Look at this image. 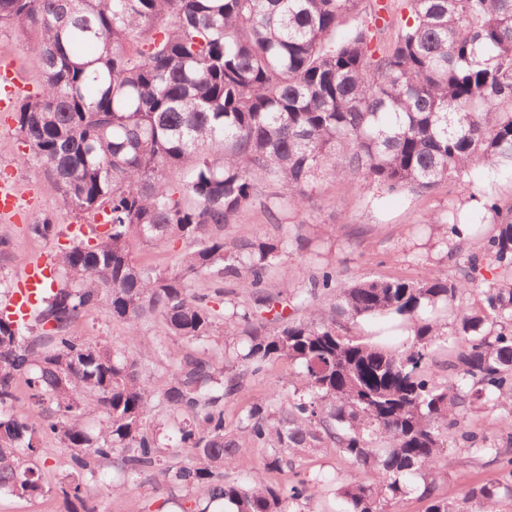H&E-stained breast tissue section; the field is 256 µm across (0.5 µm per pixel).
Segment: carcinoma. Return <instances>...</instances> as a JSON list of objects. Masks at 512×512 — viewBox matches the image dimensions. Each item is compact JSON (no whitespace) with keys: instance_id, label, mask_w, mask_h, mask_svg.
<instances>
[{"instance_id":"cac0c4a2","label":"carcinoma","mask_w":512,"mask_h":512,"mask_svg":"<svg viewBox=\"0 0 512 512\" xmlns=\"http://www.w3.org/2000/svg\"><path fill=\"white\" fill-rule=\"evenodd\" d=\"M403 4L385 41L382 0H0V27L38 36L41 87L15 104L21 160L43 169L67 213L105 226L60 249L59 286L34 323L0 316V493L52 491L35 460L51 437L71 450L62 512H97L88 483L102 463L124 486L154 477L184 494L182 512L224 500L235 512H302L318 482L288 478L285 452L323 444L368 475L340 487L344 512H386L417 478L426 512L512 500V449L468 424L474 405L512 401V203L487 199L496 232L451 277L343 282L326 264L274 286L310 246L300 223L224 237L256 203L282 225L285 206L303 211L327 175L420 194L512 167V0ZM260 179L274 187L262 198ZM29 230L60 235L48 217ZM161 239L188 244L176 267L136 259ZM468 291L475 306L456 310ZM329 294L335 304L312 318ZM102 306L127 323L125 346L73 332ZM452 311L464 347L441 382L428 360ZM378 317L405 330L401 343L350 333ZM151 320L202 350L170 360L164 341L140 332ZM277 360L298 368L302 388L251 403L228 427L225 405ZM152 365L167 367L158 391ZM460 442L500 477L457 503L432 475ZM251 445L262 467L224 483Z\"/></svg>"}]
</instances>
